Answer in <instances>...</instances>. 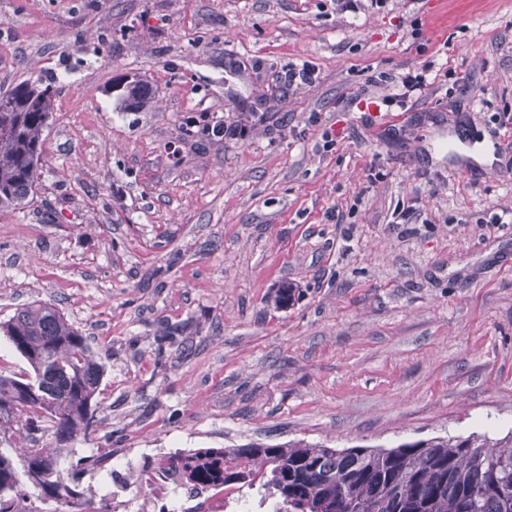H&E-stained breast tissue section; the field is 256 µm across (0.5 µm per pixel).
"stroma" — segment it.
Returning a JSON list of instances; mask_svg holds the SVG:
<instances>
[{
  "label": "stroma",
  "instance_id": "stroma-1",
  "mask_svg": "<svg viewBox=\"0 0 512 512\" xmlns=\"http://www.w3.org/2000/svg\"><path fill=\"white\" fill-rule=\"evenodd\" d=\"M29 77L0 321L53 304L103 364L75 456L512 431V0H0V90ZM132 83H126L123 93L118 99L120 104L127 110L140 111L148 109L154 103L156 90L145 77L134 75ZM56 92L52 81L37 78L0 94V209H23L34 198Z\"/></svg>",
  "mask_w": 512,
  "mask_h": 512
}]
</instances>
